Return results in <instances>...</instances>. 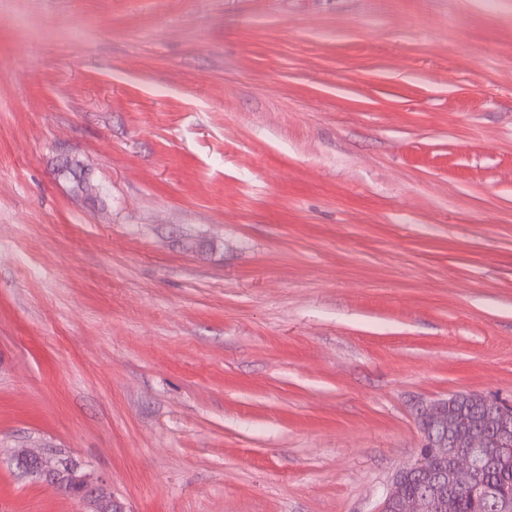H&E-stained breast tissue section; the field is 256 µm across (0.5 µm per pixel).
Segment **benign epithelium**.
<instances>
[{"mask_svg": "<svg viewBox=\"0 0 512 512\" xmlns=\"http://www.w3.org/2000/svg\"><path fill=\"white\" fill-rule=\"evenodd\" d=\"M479 401L484 407L490 427L475 426L454 413L460 398ZM422 443L439 449L448 458L447 479L433 470L430 457L421 454L399 470L386 488L379 512H443L452 508L447 501L443 482L458 489L469 487L480 469L484 454L494 448L512 447V401L500 396L477 393L456 394L440 399L424 408L418 417ZM51 449L23 450L13 457L19 469L36 480L47 481L67 495H78L89 500L93 509H112V502L94 495L90 474L82 471L80 464L71 459L54 461L68 469V479L56 476V466L47 459ZM420 478L426 486L423 494H411L406 485L412 478ZM483 495L495 501L496 512H512V498L493 486H487Z\"/></svg>", "mask_w": 512, "mask_h": 512, "instance_id": "1", "label": "benign epithelium"}]
</instances>
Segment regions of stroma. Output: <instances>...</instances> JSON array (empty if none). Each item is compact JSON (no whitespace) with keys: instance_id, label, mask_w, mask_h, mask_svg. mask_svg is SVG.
<instances>
[{"instance_id":"stroma-1","label":"stroma","mask_w":512,"mask_h":512,"mask_svg":"<svg viewBox=\"0 0 512 512\" xmlns=\"http://www.w3.org/2000/svg\"><path fill=\"white\" fill-rule=\"evenodd\" d=\"M512 399V0H0V512H378ZM52 454L51 448H43L41 451L23 450L13 457L16 465L22 471H25L35 480L47 481L56 486L57 489L67 495H80L82 498L89 500L92 509H108L112 512V500L101 501L98 496L94 495L90 474L82 471L80 464L71 459H56L57 466H52L53 460L45 458ZM31 459L37 460L40 465L31 462ZM65 466L68 469V479L60 480L56 475L58 466Z\"/></svg>"}]
</instances>
